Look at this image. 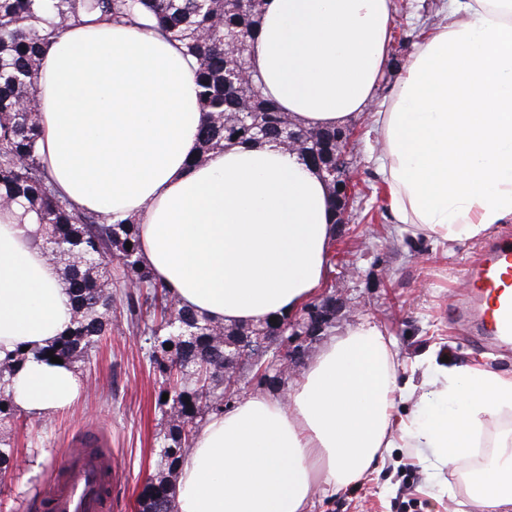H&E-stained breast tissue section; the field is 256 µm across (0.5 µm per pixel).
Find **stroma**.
<instances>
[{"label": "stroma", "instance_id": "1", "mask_svg": "<svg viewBox=\"0 0 512 512\" xmlns=\"http://www.w3.org/2000/svg\"><path fill=\"white\" fill-rule=\"evenodd\" d=\"M394 30L403 43L392 46L389 63L376 90L389 94L418 38L443 19L442 0H393ZM356 135L351 145L356 198L350 208L345 240H333L326 276L343 297L322 335L303 341L304 353L292 363L287 378L295 380L312 359L358 318L366 317L397 343L400 379L421 383L426 368L485 365L512 375V352L475 343L469 327L449 323L444 309L466 287L464 270L480 251L481 240L441 244L406 231L395 223L384 199L376 158L379 143L371 114L350 120ZM86 385L68 408L48 417L19 414L0 426L16 448V462L7 481L9 512H35L32 502L57 473L68 455L72 436L106 428L111 440L116 481V512H138L146 478L157 471L155 437L163 426L156 405L157 387L137 337L125 317L112 325L106 345L89 359L74 363ZM458 475L443 469L430 478L413 451L391 449L385 463L353 488L316 497L312 512H459L449 495Z\"/></svg>", "mask_w": 512, "mask_h": 512}]
</instances>
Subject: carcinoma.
Wrapping results in <instances>:
<instances>
[{
    "label": "carcinoma",
    "mask_w": 512,
    "mask_h": 512,
    "mask_svg": "<svg viewBox=\"0 0 512 512\" xmlns=\"http://www.w3.org/2000/svg\"><path fill=\"white\" fill-rule=\"evenodd\" d=\"M264 0H0V201L22 206L36 216L47 253L57 250L72 306L67 331L38 356L53 352L68 363L83 361L112 334L117 292L124 290L130 324L158 384L157 405L165 426L157 437L161 472L149 479L139 512H177L174 488L180 466L192 448L197 427L210 414L232 407L224 400L226 359L233 344L267 329L288 325L290 316L248 327L212 322L175 302L171 289L143 266L139 224L134 218L78 209L56 194L37 157L42 138L39 115L22 107L36 100L43 25L62 26L83 9L104 19L130 15L141 4L156 27L180 42L198 62L195 71L205 120L200 155L227 144L280 140L284 126L304 133L312 153L322 155L336 141L334 128H306L266 97L251 71L249 40L255 34ZM241 38L239 53L225 52L224 34ZM131 248H126V243ZM172 349H166V345ZM17 350L0 361V424L17 418L10 379L28 361ZM239 383L277 388L250 359L234 360ZM167 400H162L163 394ZM13 450L0 439V488L12 469Z\"/></svg>",
    "instance_id": "cac0c4a2"
}]
</instances>
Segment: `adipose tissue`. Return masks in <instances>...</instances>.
<instances>
[{"mask_svg": "<svg viewBox=\"0 0 512 512\" xmlns=\"http://www.w3.org/2000/svg\"><path fill=\"white\" fill-rule=\"evenodd\" d=\"M448 20L414 43L389 95L391 0H265L250 65L267 96L306 127L373 111L388 207L445 241L512 221V0H447ZM195 61L147 11L44 30L36 95L39 158L59 196L138 216L141 260L180 305L219 324L302 306L326 274L335 213L326 183L273 142L199 155ZM72 310L36 217L0 210V359L63 334ZM17 409L44 417L81 389L68 364L29 362L10 382ZM392 337L362 319L313 359L284 397L252 396L202 423L176 483L178 512H310L354 487L390 449L426 467L468 469L478 512H512V375L440 369L421 418L394 416ZM502 422L476 456L486 422Z\"/></svg>", "mask_w": 512, "mask_h": 512, "instance_id": "ef3b65f1", "label": "adipose tissue"}]
</instances>
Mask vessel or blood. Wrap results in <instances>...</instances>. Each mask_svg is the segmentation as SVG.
Returning a JSON list of instances; mask_svg holds the SVG:
<instances>
[{
	"instance_id": "b4317fda",
	"label": "vessel or blood",
	"mask_w": 512,
	"mask_h": 512,
	"mask_svg": "<svg viewBox=\"0 0 512 512\" xmlns=\"http://www.w3.org/2000/svg\"><path fill=\"white\" fill-rule=\"evenodd\" d=\"M468 289L452 302L454 317L466 319L497 347L512 346V233L498 236L467 274ZM105 433L78 437L67 466L47 485L44 512H112V454Z\"/></svg>"
}]
</instances>
